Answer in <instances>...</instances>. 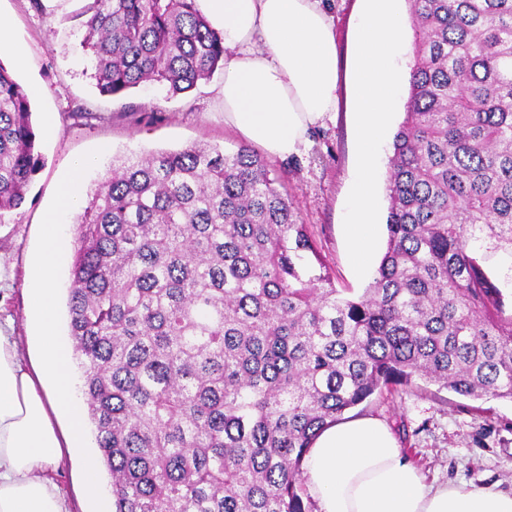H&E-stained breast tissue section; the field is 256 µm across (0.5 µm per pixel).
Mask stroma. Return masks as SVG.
Returning a JSON list of instances; mask_svg holds the SVG:
<instances>
[{
	"label": "stroma",
	"instance_id": "35a3bbf8",
	"mask_svg": "<svg viewBox=\"0 0 512 512\" xmlns=\"http://www.w3.org/2000/svg\"><path fill=\"white\" fill-rule=\"evenodd\" d=\"M85 0H0L20 52L0 53V62L27 90L36 150L41 157L22 206L0 216V313L12 317L20 351L31 334L28 289L43 213L75 158L95 164L81 177L90 192L118 157L133 152L181 150L212 144L236 150L245 140L224 125L223 74L215 72L191 92L171 95L147 84L122 95L100 94L80 42L79 14ZM340 69H347L357 44L358 0H333ZM300 222L306 224L335 287L359 294L347 252L343 219L356 170V134L347 84L338 86L336 117L312 135L305 153L274 160ZM351 416L385 425L426 482L463 480L512 491V403L473 399L413 380L376 391L351 409Z\"/></svg>",
	"mask_w": 512,
	"mask_h": 512
}]
</instances>
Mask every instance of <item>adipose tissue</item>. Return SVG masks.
<instances>
[{
    "mask_svg": "<svg viewBox=\"0 0 512 512\" xmlns=\"http://www.w3.org/2000/svg\"><path fill=\"white\" fill-rule=\"evenodd\" d=\"M224 38V124L268 155H301L336 112L335 19L326 0H201ZM83 156L45 217L32 287L37 361L18 356L11 322L0 323V512H69L46 476L68 461L85 477L88 512H109L97 458L85 453L82 401L71 350L57 334L56 275L71 251L62 219L80 201ZM317 512H512V492L465 482L426 483L390 431L370 418L325 427L302 462Z\"/></svg>",
    "mask_w": 512,
    "mask_h": 512,
    "instance_id": "ef3b65f1",
    "label": "adipose tissue"
}]
</instances>
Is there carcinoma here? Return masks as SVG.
Instances as JSON below:
<instances>
[{"mask_svg": "<svg viewBox=\"0 0 512 512\" xmlns=\"http://www.w3.org/2000/svg\"><path fill=\"white\" fill-rule=\"evenodd\" d=\"M388 242L358 296L335 288L281 174L246 146L112 164L76 216L69 332L115 512H313L321 430L418 378L512 401V0H407ZM100 92L185 93L224 67L196 0H88ZM28 95L0 62V216L40 167Z\"/></svg>", "mask_w": 512, "mask_h": 512, "instance_id": "1", "label": "carcinoma"}]
</instances>
